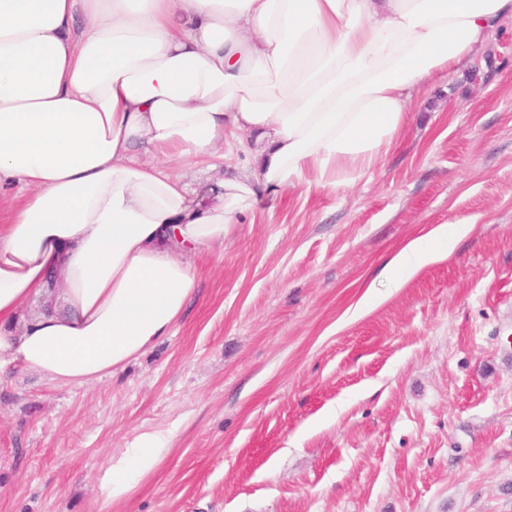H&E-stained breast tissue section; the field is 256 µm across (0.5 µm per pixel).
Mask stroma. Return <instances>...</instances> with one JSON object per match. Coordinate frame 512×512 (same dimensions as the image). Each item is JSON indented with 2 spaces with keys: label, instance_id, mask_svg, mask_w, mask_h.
I'll return each mask as SVG.
<instances>
[{
  "label": "stroma",
  "instance_id": "obj_1",
  "mask_svg": "<svg viewBox=\"0 0 512 512\" xmlns=\"http://www.w3.org/2000/svg\"><path fill=\"white\" fill-rule=\"evenodd\" d=\"M413 109L371 175L290 187L192 255L181 320L115 376L1 375L0 512H512V19ZM442 224L471 231L386 287ZM156 430L169 454L104 505ZM170 451L169 437L159 431L141 433L129 448L112 456L100 489L104 502L127 499L145 477L153 473Z\"/></svg>",
  "mask_w": 512,
  "mask_h": 512
}]
</instances>
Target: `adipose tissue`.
Instances as JSON below:
<instances>
[{
	"label": "adipose tissue",
	"mask_w": 512,
	"mask_h": 512,
	"mask_svg": "<svg viewBox=\"0 0 512 512\" xmlns=\"http://www.w3.org/2000/svg\"><path fill=\"white\" fill-rule=\"evenodd\" d=\"M512 0H0V374L84 384L168 336L194 290L190 254L240 214L312 178L355 184L407 126L414 92L453 75ZM260 140L249 170L199 193L183 173ZM163 158L140 163L134 145ZM470 230L411 241L401 287ZM60 292L7 328L48 274ZM170 451L141 433L112 457L105 503Z\"/></svg>",
	"instance_id": "adipose-tissue-1"
}]
</instances>
